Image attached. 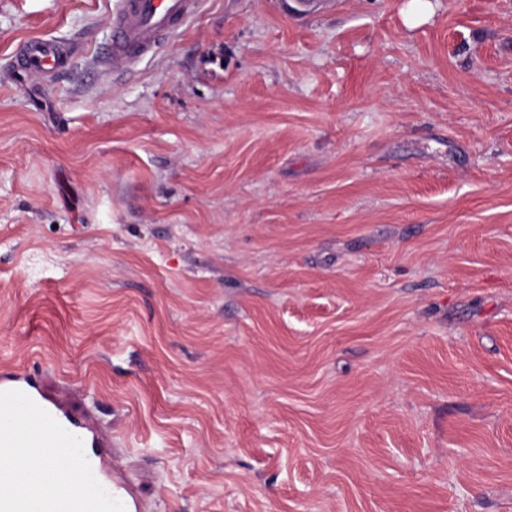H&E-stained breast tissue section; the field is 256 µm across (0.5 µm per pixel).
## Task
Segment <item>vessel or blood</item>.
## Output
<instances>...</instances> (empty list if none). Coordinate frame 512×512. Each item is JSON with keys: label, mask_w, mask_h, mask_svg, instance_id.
<instances>
[{"label": "vessel or blood", "mask_w": 512, "mask_h": 512, "mask_svg": "<svg viewBox=\"0 0 512 512\" xmlns=\"http://www.w3.org/2000/svg\"><path fill=\"white\" fill-rule=\"evenodd\" d=\"M192 0H121L113 14L112 44L104 57L109 68L142 59L158 41L192 13ZM63 54L52 39L26 42L16 55V72L40 75L52 70ZM102 432L90 414L80 416L47 395L28 374L0 376V447L21 449V465L38 457L44 482L54 478L53 449H62L77 475L64 492H26L12 473L0 474V512H141L133 491L111 473L99 452Z\"/></svg>", "instance_id": "1"}]
</instances>
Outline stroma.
<instances>
[{
    "instance_id": "obj_1",
    "label": "stroma",
    "mask_w": 512,
    "mask_h": 512,
    "mask_svg": "<svg viewBox=\"0 0 512 512\" xmlns=\"http://www.w3.org/2000/svg\"><path fill=\"white\" fill-rule=\"evenodd\" d=\"M119 2L0 0V368L146 512H512V0H197L108 71ZM62 55L63 49L57 41L34 39L20 48L13 69L22 74H45L59 63Z\"/></svg>"
}]
</instances>
